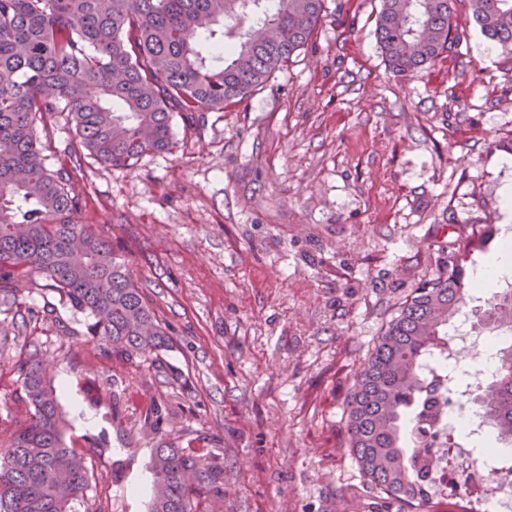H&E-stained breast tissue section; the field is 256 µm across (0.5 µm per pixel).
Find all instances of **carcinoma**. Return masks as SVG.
<instances>
[{
    "mask_svg": "<svg viewBox=\"0 0 512 512\" xmlns=\"http://www.w3.org/2000/svg\"><path fill=\"white\" fill-rule=\"evenodd\" d=\"M457 0H381L375 36L389 71L407 77L456 52L465 29ZM472 18L496 48L512 53V0H469ZM324 0H0V302L18 306L31 272L88 319V334L111 356L164 348L169 334L112 241L79 220L82 197L53 168L39 123L72 116L96 160L125 167L174 148V114L242 99L311 40ZM449 253L403 301L378 336L347 403L348 448L370 488L389 503L435 512L431 464L464 437L453 405L461 378L422 365L448 345V329L478 289L467 257ZM476 324L512 333V288L496 291ZM24 424L0 442V512H74L93 477L67 444L68 422L49 362L19 367ZM494 442L512 447V344L478 397ZM165 412L143 427L162 433ZM148 512H195L196 499L224 496V458L169 443L154 449Z\"/></svg>",
    "mask_w": 512,
    "mask_h": 512,
    "instance_id": "1",
    "label": "carcinoma"
}]
</instances>
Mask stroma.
Returning a JSON list of instances; mask_svg holds the SVG:
<instances>
[{"label": "stroma", "instance_id": "obj_1", "mask_svg": "<svg viewBox=\"0 0 512 512\" xmlns=\"http://www.w3.org/2000/svg\"><path fill=\"white\" fill-rule=\"evenodd\" d=\"M379 9L325 0L286 67L195 126L174 119L173 151L133 166L99 164L59 116L82 222L111 238L170 335L165 350L108 358L36 274L22 307L0 304V434L27 417L20 363L52 362L72 444L93 468L77 512H147L157 440L141 424L159 403L168 440L223 451V512H414L368 488L347 400L440 258L492 226L472 277L512 235V55L458 0L457 54L393 76ZM124 452L135 462L118 480Z\"/></svg>", "mask_w": 512, "mask_h": 512}]
</instances>
